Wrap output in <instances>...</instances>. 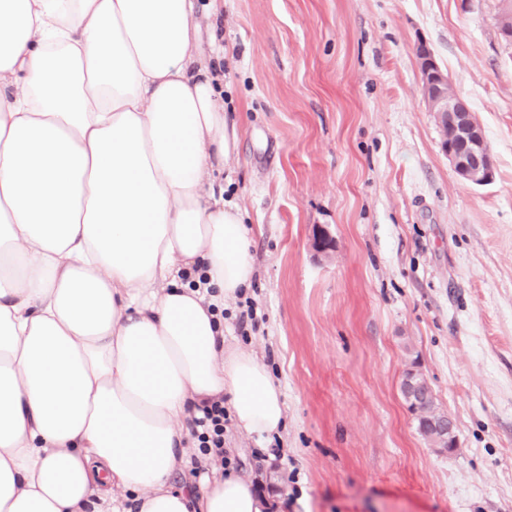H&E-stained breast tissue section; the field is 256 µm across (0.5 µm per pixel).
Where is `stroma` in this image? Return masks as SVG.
I'll return each mask as SVG.
<instances>
[{
  "label": "stroma",
  "mask_w": 512,
  "mask_h": 512,
  "mask_svg": "<svg viewBox=\"0 0 512 512\" xmlns=\"http://www.w3.org/2000/svg\"><path fill=\"white\" fill-rule=\"evenodd\" d=\"M224 197L253 228L265 313L224 345L280 386L281 435L228 426L232 469L275 512H512V45L499 0H224ZM427 45L493 151L460 181L422 95ZM334 240L313 246L317 229ZM421 372L439 452L401 392Z\"/></svg>",
  "instance_id": "1"
}]
</instances>
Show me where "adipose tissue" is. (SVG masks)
<instances>
[{
  "label": "adipose tissue",
  "mask_w": 512,
  "mask_h": 512,
  "mask_svg": "<svg viewBox=\"0 0 512 512\" xmlns=\"http://www.w3.org/2000/svg\"><path fill=\"white\" fill-rule=\"evenodd\" d=\"M223 55L198 0H0V512L269 506L231 473L176 485L203 402L258 436L287 420L224 347L255 266Z\"/></svg>",
  "instance_id": "obj_1"
}]
</instances>
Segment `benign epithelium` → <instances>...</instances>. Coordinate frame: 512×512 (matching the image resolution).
Segmentation results:
<instances>
[{"instance_id": "1", "label": "benign epithelium", "mask_w": 512, "mask_h": 512, "mask_svg": "<svg viewBox=\"0 0 512 512\" xmlns=\"http://www.w3.org/2000/svg\"><path fill=\"white\" fill-rule=\"evenodd\" d=\"M424 100L441 130L442 152L454 173L472 185L493 182L495 164L484 129L469 103L452 91L448 73L424 43L417 50Z\"/></svg>"}]
</instances>
